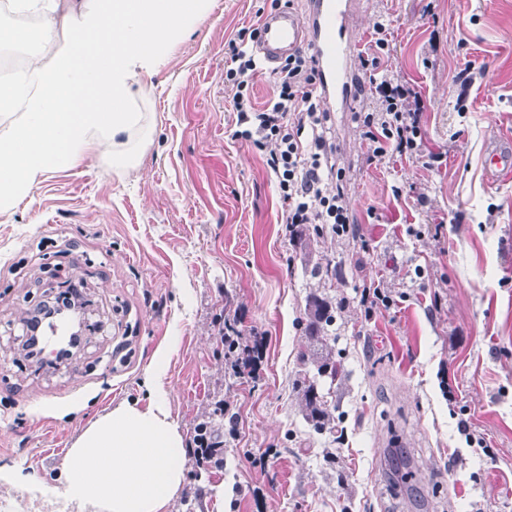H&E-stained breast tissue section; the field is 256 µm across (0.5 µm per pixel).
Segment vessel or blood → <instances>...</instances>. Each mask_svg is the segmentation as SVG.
<instances>
[{
    "mask_svg": "<svg viewBox=\"0 0 512 512\" xmlns=\"http://www.w3.org/2000/svg\"><path fill=\"white\" fill-rule=\"evenodd\" d=\"M350 0H310L308 13L282 4L263 14L254 49L270 67L303 50H313L320 73L319 93L327 108L346 103L351 88L347 60L352 51L348 36ZM483 163L492 175L512 172V141L488 146Z\"/></svg>",
    "mask_w": 512,
    "mask_h": 512,
    "instance_id": "vessel-or-blood-1",
    "label": "vessel or blood"
}]
</instances>
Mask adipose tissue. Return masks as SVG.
Segmentation results:
<instances>
[{
    "label": "adipose tissue",
    "mask_w": 512,
    "mask_h": 512,
    "mask_svg": "<svg viewBox=\"0 0 512 512\" xmlns=\"http://www.w3.org/2000/svg\"><path fill=\"white\" fill-rule=\"evenodd\" d=\"M214 0H0V48L37 42L21 74L0 82V214L54 171L109 158L137 166L152 136L143 76L212 13ZM147 409L123 404L78 437L56 488L76 512H165L187 450L151 381Z\"/></svg>",
    "instance_id": "ef3b65f1"
}]
</instances>
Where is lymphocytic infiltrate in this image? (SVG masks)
<instances>
[{"instance_id": "f902f5d3", "label": "lymphocytic infiltrate", "mask_w": 512, "mask_h": 512, "mask_svg": "<svg viewBox=\"0 0 512 512\" xmlns=\"http://www.w3.org/2000/svg\"><path fill=\"white\" fill-rule=\"evenodd\" d=\"M258 60L249 47L229 41L224 61V87L236 114L234 139L265 151L275 175L289 227L325 224L338 237L355 233L341 186L342 173L331 159L334 145L327 135L328 115L316 92L317 60L300 52L275 69L276 91L266 103L255 100L252 78ZM377 109L360 119L361 137L374 154L390 151L416 156L422 148L421 101L406 84L391 79L370 81Z\"/></svg>"}]
</instances>
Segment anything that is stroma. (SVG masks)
<instances>
[{"mask_svg": "<svg viewBox=\"0 0 512 512\" xmlns=\"http://www.w3.org/2000/svg\"><path fill=\"white\" fill-rule=\"evenodd\" d=\"M272 0H215L212 14L146 77L154 130L138 167L102 160L50 174L0 215V466L54 488L74 441L118 405L147 407L158 373L186 447L223 401L222 466L185 482L168 512H512V176L481 165L512 136V0H356L366 51L420 95L424 152L374 157L354 115L372 109L356 69L330 115L333 161L357 234L288 232L261 151L233 139L224 44L254 34ZM484 78L467 81V67ZM338 268L331 286L312 264ZM394 291L366 314L370 281ZM89 325L69 361L23 350V318L70 283ZM328 294L342 369L318 388L333 435L310 432L292 382L308 350L312 296ZM261 344L234 373L220 331ZM268 469L254 467L264 451ZM391 33L382 23H376L373 34L371 36L368 51L365 52L366 57L361 55L360 62L363 68L370 69L375 72L381 66L382 53L389 46Z\"/></svg>", "mask_w": 512, "mask_h": 512, "instance_id": "obj_1", "label": "stroma"}]
</instances>
